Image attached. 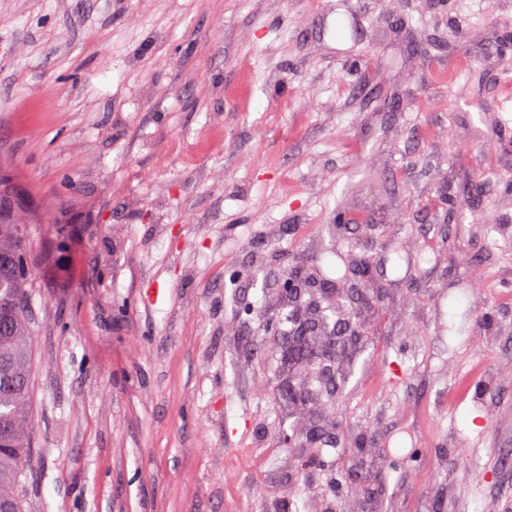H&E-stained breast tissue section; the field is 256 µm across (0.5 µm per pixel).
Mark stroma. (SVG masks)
Returning <instances> with one entry per match:
<instances>
[{"mask_svg": "<svg viewBox=\"0 0 512 512\" xmlns=\"http://www.w3.org/2000/svg\"><path fill=\"white\" fill-rule=\"evenodd\" d=\"M358 9L0 0L27 512H512V0ZM351 253L384 296L284 447L263 323Z\"/></svg>", "mask_w": 512, "mask_h": 512, "instance_id": "1", "label": "stroma"}]
</instances>
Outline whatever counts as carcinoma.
I'll return each mask as SVG.
<instances>
[{
  "label": "carcinoma",
  "instance_id": "obj_1",
  "mask_svg": "<svg viewBox=\"0 0 512 512\" xmlns=\"http://www.w3.org/2000/svg\"><path fill=\"white\" fill-rule=\"evenodd\" d=\"M7 208L0 223V258L26 255V225L20 218L24 202L9 198L0 181V204ZM31 280L17 271L0 272V512H25L22 476L34 448L28 425L31 417V336L27 316Z\"/></svg>",
  "mask_w": 512,
  "mask_h": 512
}]
</instances>
